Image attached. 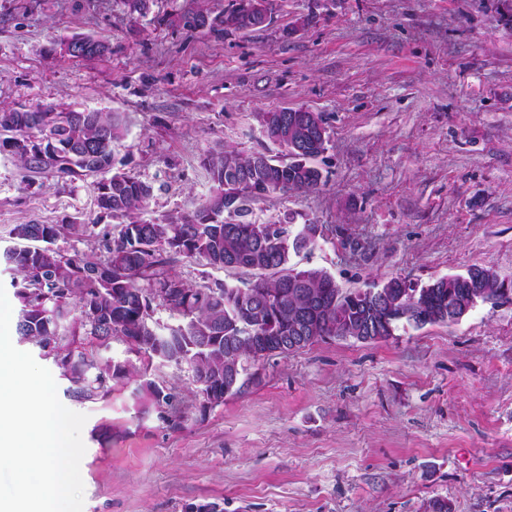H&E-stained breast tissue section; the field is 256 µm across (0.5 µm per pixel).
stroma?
<instances>
[{
  "label": "stroma",
  "instance_id": "stroma-1",
  "mask_svg": "<svg viewBox=\"0 0 512 512\" xmlns=\"http://www.w3.org/2000/svg\"><path fill=\"white\" fill-rule=\"evenodd\" d=\"M271 24L215 39L120 0H0V107L122 113L117 159L151 183L142 214L193 209L201 161L224 144L278 154L258 115L322 113L326 182L255 203L251 218L319 225L300 264L340 288L425 284L474 265L512 281V21L502 0H274ZM108 40L86 60L51 52ZM94 180L23 181L0 153V248L16 224L94 225L57 249L88 253L113 229ZM258 381L202 410L187 367L134 362L86 414L83 512H512V301L375 342L318 341L257 362ZM177 397L183 427L142 390ZM66 41H85V42H87L89 45L88 46L89 50L87 52L88 54H90L89 58L102 56L107 51H109V53L111 52L110 44L102 39H99V38L91 36V35L74 34L71 37L67 38L66 40L61 41L59 44V47H61L63 45L62 53L67 56L73 55L75 58L81 56L85 52V51L81 50L82 43L81 42H69V43L65 44ZM105 42L108 44H106ZM101 43H104L102 50L99 49V46H102ZM109 47H110V49H109Z\"/></svg>",
  "mask_w": 512,
  "mask_h": 512
}]
</instances>
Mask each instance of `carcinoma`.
Instances as JSON below:
<instances>
[{
  "label": "carcinoma",
  "instance_id": "carcinoma-1",
  "mask_svg": "<svg viewBox=\"0 0 512 512\" xmlns=\"http://www.w3.org/2000/svg\"><path fill=\"white\" fill-rule=\"evenodd\" d=\"M150 2L121 0L133 23L149 12ZM264 17L272 20V0H231L217 14L201 3L176 21L191 28L195 20L219 39L229 31L259 28ZM157 21L176 22L168 15ZM69 40L87 42L92 58L109 51L91 35L74 34ZM260 123L283 157L213 148L202 160L211 193L189 211L147 222L139 214L148 208L153 186L115 167L112 145L125 135L119 113L0 108V153L16 158L25 181L93 178L99 218L119 221L115 232L98 238V251L89 254L69 255L53 243L63 234L90 236V225L36 220L14 225L10 236L17 245L0 251V267L20 276L12 281L19 302L18 336L52 360L71 383L74 398L103 397L112 380L128 372L127 365L100 355L114 336L150 361L187 365L207 409L224 404L229 374L245 377L249 364L263 359L258 354L262 340L289 350L288 337L299 335L300 319L309 309L305 345L324 339L365 343L385 339L401 325L454 322L502 294L505 281L477 265L417 288L393 277L343 290L328 271L291 262L316 246L318 225L305 223L294 231L290 216L278 223H256L248 216L252 204L271 194L319 189L324 180L316 159L329 135L324 116L309 110L264 112ZM183 261L241 271L253 287L222 280L190 284L173 272ZM157 306L179 318L160 347L152 342L159 332L148 313ZM144 388L170 408L169 423H183L173 394L151 380Z\"/></svg>",
  "mask_w": 512,
  "mask_h": 512
}]
</instances>
